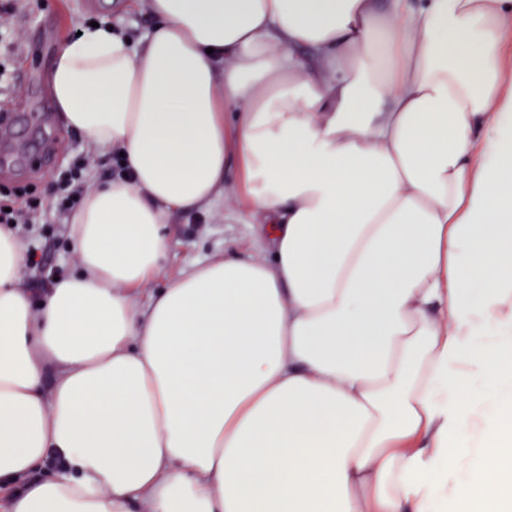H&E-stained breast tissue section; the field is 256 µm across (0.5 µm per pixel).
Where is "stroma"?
<instances>
[{
	"instance_id": "obj_1",
	"label": "stroma",
	"mask_w": 512,
	"mask_h": 512,
	"mask_svg": "<svg viewBox=\"0 0 512 512\" xmlns=\"http://www.w3.org/2000/svg\"><path fill=\"white\" fill-rule=\"evenodd\" d=\"M14 21V41L0 42V152L12 163L0 169V187L17 181L35 186L45 206H52L58 174L85 165L89 185L109 178L111 157L89 153V143L60 126L56 107L45 83L46 70L62 41L75 37L90 22L118 25L134 39H142L151 26L146 0H133L117 12L110 0H20ZM171 250L167 273H177L189 263L205 259L223 247L249 243L254 231L246 224H228L223 207L177 213L168 227ZM26 264L21 288L34 299L47 294L39 268L54 276L74 273L76 261L64 224L57 219L19 230Z\"/></svg>"
}]
</instances>
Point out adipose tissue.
<instances>
[{
  "instance_id": "adipose-tissue-1",
  "label": "adipose tissue",
  "mask_w": 512,
  "mask_h": 512,
  "mask_svg": "<svg viewBox=\"0 0 512 512\" xmlns=\"http://www.w3.org/2000/svg\"><path fill=\"white\" fill-rule=\"evenodd\" d=\"M148 9L46 73L126 167L77 273L33 304L0 228L4 512H507L512 403L473 386L512 388V0ZM219 203L269 254L167 274Z\"/></svg>"
}]
</instances>
